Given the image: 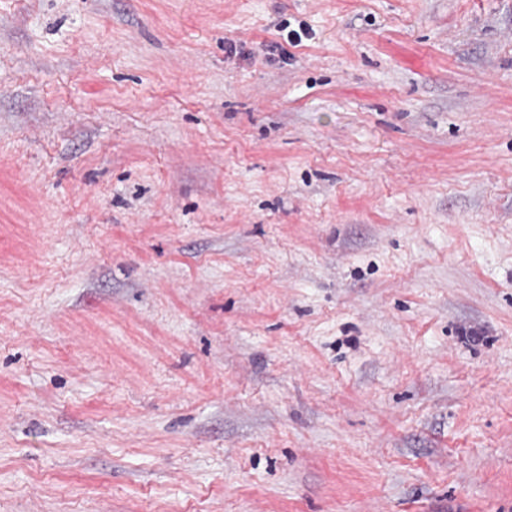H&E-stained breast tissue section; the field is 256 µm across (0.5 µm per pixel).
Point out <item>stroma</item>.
<instances>
[{"label": "stroma", "mask_w": 512, "mask_h": 512, "mask_svg": "<svg viewBox=\"0 0 512 512\" xmlns=\"http://www.w3.org/2000/svg\"><path fill=\"white\" fill-rule=\"evenodd\" d=\"M0 512H512V0H0Z\"/></svg>", "instance_id": "1"}]
</instances>
